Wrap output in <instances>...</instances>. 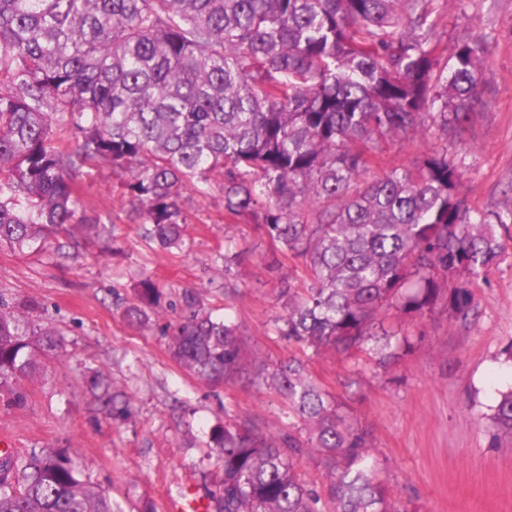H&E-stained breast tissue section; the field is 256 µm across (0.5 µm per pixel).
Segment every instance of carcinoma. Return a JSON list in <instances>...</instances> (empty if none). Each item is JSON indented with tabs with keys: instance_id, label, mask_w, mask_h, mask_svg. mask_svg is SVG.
<instances>
[{
	"instance_id": "cac0c4a2",
	"label": "carcinoma",
	"mask_w": 512,
	"mask_h": 512,
	"mask_svg": "<svg viewBox=\"0 0 512 512\" xmlns=\"http://www.w3.org/2000/svg\"><path fill=\"white\" fill-rule=\"evenodd\" d=\"M430 0H0V245L46 252L80 235L110 238L111 220L72 179L108 168L142 238L182 253L192 241L181 189L217 187L225 215L256 224L276 246L265 262L283 313L273 332L385 368L414 348L384 326L395 310L477 317L473 286L505 260L512 210L488 212L461 190L448 155L490 106L484 40L436 55ZM434 131L443 146L372 179L375 144ZM233 236L210 262L224 297L238 295ZM293 272H283V260ZM180 309L170 358L214 387L258 381L292 422L268 431L224 411L210 433L223 476L218 512H400L370 463L372 439L347 405L291 357L270 370L247 354L239 325L185 289L177 300L140 278L122 315L144 328ZM0 303V397L60 351ZM91 403L131 415L129 396L87 368ZM491 427L512 437V389ZM317 454L323 481L301 473ZM82 463L54 448L0 455V512H114L110 495L80 479Z\"/></svg>"
}]
</instances>
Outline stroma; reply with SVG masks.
Here are the masks:
<instances>
[{
	"instance_id": "35a3bbf8",
	"label": "stroma",
	"mask_w": 512,
	"mask_h": 512,
	"mask_svg": "<svg viewBox=\"0 0 512 512\" xmlns=\"http://www.w3.org/2000/svg\"><path fill=\"white\" fill-rule=\"evenodd\" d=\"M439 52L452 55L457 40L484 38L493 46L485 95L494 102L466 145H451L463 172L462 189L479 208L512 209V0H431ZM439 145L436 135L377 143L380 166L408 164ZM84 199L109 214L114 239L84 241L67 256L0 248V296L16 312L38 304L36 322L57 331L61 358L45 362L44 375L26 385L17 405L0 399V436L14 448H65L84 465L83 478L107 490L118 512H165L167 498L187 484L214 490L221 475L210 431L225 411L257 419L269 430L287 427V410L266 387L240 382L212 388L170 357L166 310L144 330L130 328L113 304L128 297L147 273L169 298L202 291L216 315L237 323L248 350L276 366L294 349L273 335L279 311L277 282L264 260L269 239L254 225L224 213V196L183 189L189 252L178 257L152 249L120 208L110 171L77 179ZM243 239L246 251L234 273L239 296L225 300L223 278L209 264L225 235ZM506 260L475 290L479 315L462 324L439 310L404 317L413 352L383 369L355 376L341 357L321 354L308 363L310 377L345 401L373 435L376 470L403 512H512V440L494 433L488 417L500 390L512 386V240ZM101 369L131 399L132 415L115 421L94 411L82 373Z\"/></svg>"
}]
</instances>
